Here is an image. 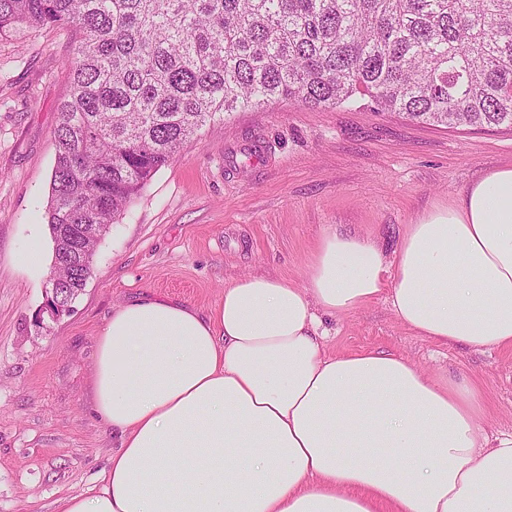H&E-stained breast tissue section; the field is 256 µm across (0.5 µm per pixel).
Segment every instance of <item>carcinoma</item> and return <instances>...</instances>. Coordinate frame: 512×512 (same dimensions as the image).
Wrapping results in <instances>:
<instances>
[{"instance_id":"obj_1","label":"carcinoma","mask_w":512,"mask_h":512,"mask_svg":"<svg viewBox=\"0 0 512 512\" xmlns=\"http://www.w3.org/2000/svg\"><path fill=\"white\" fill-rule=\"evenodd\" d=\"M69 26L48 224L78 297L104 227L207 123L295 100L512 126V0H0V38Z\"/></svg>"}]
</instances>
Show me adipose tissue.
Here are the masks:
<instances>
[{"label":"adipose tissue","instance_id":"1","mask_svg":"<svg viewBox=\"0 0 512 512\" xmlns=\"http://www.w3.org/2000/svg\"><path fill=\"white\" fill-rule=\"evenodd\" d=\"M386 298L447 346L512 348V165L392 252L324 229L302 283L249 275L214 309L147 297L98 337L92 409L120 437L60 512H512V434L480 388L383 352L329 356L322 316Z\"/></svg>","mask_w":512,"mask_h":512}]
</instances>
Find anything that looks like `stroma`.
<instances>
[{
    "label": "stroma",
    "instance_id": "35a3bbf8",
    "mask_svg": "<svg viewBox=\"0 0 512 512\" xmlns=\"http://www.w3.org/2000/svg\"><path fill=\"white\" fill-rule=\"evenodd\" d=\"M70 29L0 40V512H57L96 494L118 435L91 410L97 338L120 304L160 297L208 311L247 275L301 281L321 231L393 249L405 225L512 165V127L432 126L358 97L280 101L226 113L187 141L99 243L69 315L36 323L53 242L54 132L70 93ZM330 355H402L482 391L485 423L512 433V348L477 351L416 336L385 300L327 317Z\"/></svg>",
    "mask_w": 512,
    "mask_h": 512
}]
</instances>
